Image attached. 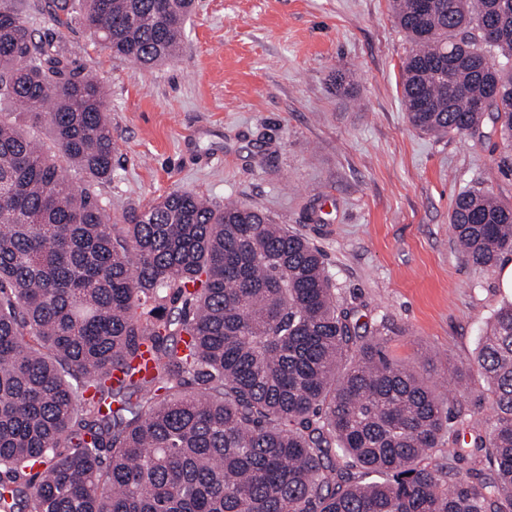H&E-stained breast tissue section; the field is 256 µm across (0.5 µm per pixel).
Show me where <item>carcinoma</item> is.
Segmentation results:
<instances>
[{
  "label": "carcinoma",
  "mask_w": 512,
  "mask_h": 512,
  "mask_svg": "<svg viewBox=\"0 0 512 512\" xmlns=\"http://www.w3.org/2000/svg\"><path fill=\"white\" fill-rule=\"evenodd\" d=\"M102 48L151 67L180 49L194 0H79ZM59 24L72 0H45ZM412 44L411 125L483 138L512 174V0H392ZM0 98L53 147L0 118V512H512V302L464 379L483 376L488 473L448 449V406L358 335L320 249L263 212L177 190L114 224L96 185L116 143L100 83L0 0ZM72 167L84 175L74 185ZM449 222L493 269L512 203L468 188Z\"/></svg>",
  "instance_id": "cac0c4a2"
}]
</instances>
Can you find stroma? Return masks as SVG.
Instances as JSON below:
<instances>
[{"label": "stroma", "mask_w": 512, "mask_h": 512, "mask_svg": "<svg viewBox=\"0 0 512 512\" xmlns=\"http://www.w3.org/2000/svg\"><path fill=\"white\" fill-rule=\"evenodd\" d=\"M63 48L108 94L113 218L175 190L265 213L323 252L362 335L428 378L461 436L489 417L483 379L456 369L512 288L458 252L448 213L470 187L512 202V176L493 124L480 141L411 126L391 0H195L178 56L152 69L79 24Z\"/></svg>", "instance_id": "1"}]
</instances>
